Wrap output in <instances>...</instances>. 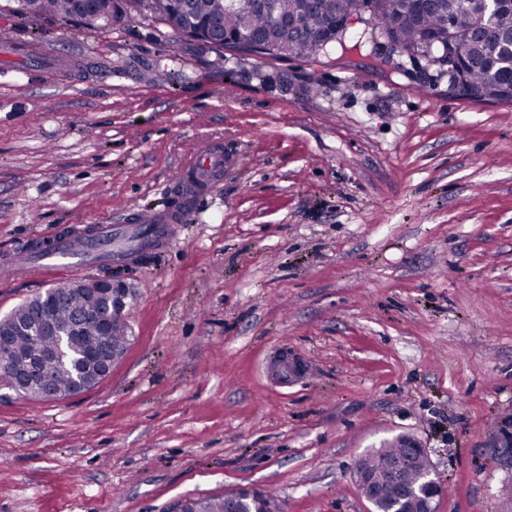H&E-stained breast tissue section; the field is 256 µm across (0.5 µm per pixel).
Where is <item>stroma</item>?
Instances as JSON below:
<instances>
[{"label":"stroma","instance_id":"obj_1","mask_svg":"<svg viewBox=\"0 0 512 512\" xmlns=\"http://www.w3.org/2000/svg\"><path fill=\"white\" fill-rule=\"evenodd\" d=\"M171 38L0 0V260L139 223L224 151L163 242L83 271L134 292L109 376L62 401L0 381V512H169L242 485L366 512L352 470L400 434L439 512H506L487 443L512 421V100L449 93L422 60ZM190 166L198 174L199 181L191 182L190 192L184 197L185 205L202 191L201 183L224 171V152L218 147L206 148L191 158Z\"/></svg>","mask_w":512,"mask_h":512}]
</instances>
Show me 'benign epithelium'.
Wrapping results in <instances>:
<instances>
[{
  "label": "benign epithelium",
  "instance_id": "benign-epithelium-1",
  "mask_svg": "<svg viewBox=\"0 0 512 512\" xmlns=\"http://www.w3.org/2000/svg\"><path fill=\"white\" fill-rule=\"evenodd\" d=\"M375 35L371 37V50L367 55H359L374 62H384L397 55L411 60L417 54L404 47L398 37L379 28L376 20L368 21ZM467 39L456 43L453 50L439 52L431 65L448 74L450 89L472 98L482 100H511L512 86H504L495 95L472 87L466 80L461 59L465 53ZM229 51L247 52L254 56L274 52L269 42L259 41L249 33H236L232 36ZM68 288L72 296H61L57 287ZM131 293L129 286L110 276L88 280L69 281L52 285L27 299L34 318L18 320L8 314L0 318V367L13 368L15 375L9 385L17 393L44 401H60L91 389L101 383L111 372L112 367L122 361L129 340L112 342L106 352L95 356V365L85 371L76 388L65 391L57 388L45 369L33 364L30 358L4 346L14 336L25 335L37 343L48 336L60 337V344L42 349V358L54 359L60 346L72 336H83L90 329L101 336L110 335L111 329L125 326L123 312ZM60 304L70 306V317L61 322L55 317V308ZM399 448L392 455H378L367 463H359L352 471V479L362 497L371 505V512H382V507L390 505L395 512H438V502L444 489L434 478L433 464L422 442L413 435L401 434L395 439ZM488 447L494 451L506 470L512 469V430L505 428L493 437ZM418 468L422 481L410 485L405 480L406 471ZM224 512H281L280 503L268 498L261 489L250 486H237L224 490Z\"/></svg>",
  "mask_w": 512,
  "mask_h": 512
}]
</instances>
